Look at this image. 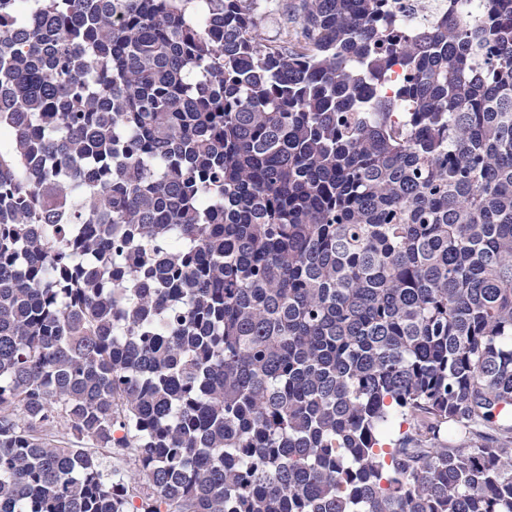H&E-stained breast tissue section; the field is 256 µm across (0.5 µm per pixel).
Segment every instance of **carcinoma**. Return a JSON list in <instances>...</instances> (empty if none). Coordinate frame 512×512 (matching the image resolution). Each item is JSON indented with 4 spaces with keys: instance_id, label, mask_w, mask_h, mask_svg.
<instances>
[{
    "instance_id": "cac0c4a2",
    "label": "carcinoma",
    "mask_w": 512,
    "mask_h": 512,
    "mask_svg": "<svg viewBox=\"0 0 512 512\" xmlns=\"http://www.w3.org/2000/svg\"><path fill=\"white\" fill-rule=\"evenodd\" d=\"M302 2L0 0V512H512V0ZM261 1L262 21L257 29V39L262 44H273L294 36L300 26L298 16L301 0H258ZM267 3V4H265ZM293 18L292 22L286 18ZM433 2L434 8L432 10L419 8L417 11L409 10L406 0H398V2H395L399 12L400 29L421 27L426 25L436 14L448 12L447 0H433Z\"/></svg>"
}]
</instances>
